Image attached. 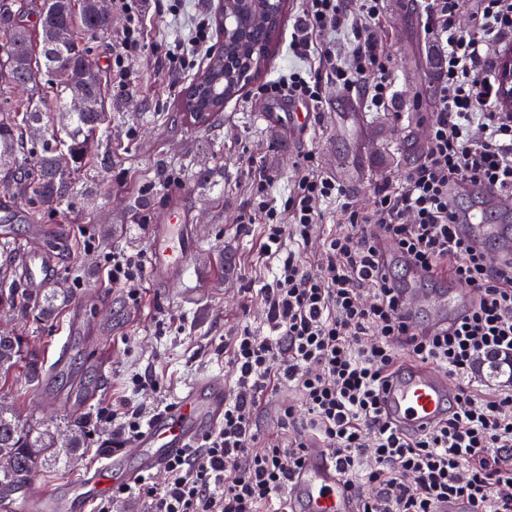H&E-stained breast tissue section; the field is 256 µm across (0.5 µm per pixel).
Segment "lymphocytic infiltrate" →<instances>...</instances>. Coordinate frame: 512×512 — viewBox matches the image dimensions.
Listing matches in <instances>:
<instances>
[{"instance_id":"lymphocytic-infiltrate-1","label":"lymphocytic infiltrate","mask_w":512,"mask_h":512,"mask_svg":"<svg viewBox=\"0 0 512 512\" xmlns=\"http://www.w3.org/2000/svg\"><path fill=\"white\" fill-rule=\"evenodd\" d=\"M304 2L288 49L316 57L317 66L289 70L267 94L315 106L331 83L362 93L372 107L388 105L391 61L375 31L384 0ZM418 3L426 31L446 42L422 158L400 187L376 188L367 211L318 172L311 153L298 163L282 206L270 204L272 180L260 176L258 204L268 216L261 251L272 269L260 290L266 329L245 325L225 337L224 419L168 463L163 484L142 480L150 512H289L282 491L313 448L354 489L358 512H441L451 503L512 512V385L488 392L469 379L480 357L512 362V259L488 265L482 247L460 233L461 215L449 202L458 185L512 196V113L496 108L492 65L512 49V0H480L472 34L456 26L457 0ZM121 7L128 23L112 71L127 89L146 22L138 0ZM346 29L352 38L343 53L336 37ZM331 202L345 213L347 231H322V207ZM315 240L320 250L311 264L303 251ZM389 245L413 269L446 271L470 288L467 313L452 330L403 320L385 264ZM406 363L442 371L458 385L448 418L410 436L380 407L386 379ZM285 383L298 390L307 417L279 408V436L261 439L264 398Z\"/></svg>"}]
</instances>
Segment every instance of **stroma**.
<instances>
[{"mask_svg": "<svg viewBox=\"0 0 512 512\" xmlns=\"http://www.w3.org/2000/svg\"><path fill=\"white\" fill-rule=\"evenodd\" d=\"M218 0H181L179 16L164 0H140L147 16L146 47L132 68L134 92L109 84L112 129L107 144L112 167L89 183L93 202L64 220L46 215L39 224H19L24 244L45 239L63 242L54 254L50 285L69 295L52 321L28 322L27 340L44 365L54 360L53 344L68 333L74 308H81L85 331L71 360L82 381L96 382L94 399L80 409L67 405L68 382L55 399L40 396L16 374L8 401L20 417L40 428H54L75 415L85 416L90 434L83 450L68 461L43 467L34 481L58 488L111 452L118 437L102 413L112 403L143 407L146 415L163 410L197 382L224 376V338L243 325L263 326L257 291L267 276L260 253L264 210L253 199L259 175L273 177L271 194L284 200L293 187L296 165L314 154L321 174L335 177L338 165L358 170L343 188L354 206L368 210L373 192L398 186L421 157L433 118L436 60L433 37L423 28L415 0H385L378 34L392 58L394 99L376 109L364 98L327 85L316 107L318 122L300 126L301 104L258 94L266 81L312 59L288 52L300 14V0H286L284 23L261 73L229 100L210 125L189 127L172 104L198 76L197 70L170 69L165 53L187 38L192 22L213 19ZM112 27L81 37L104 73L127 18L110 4ZM182 207L196 240V256L184 276L167 284L143 279L138 298L112 285L104 273L112 252H148L155 225ZM149 375L158 388L135 386Z\"/></svg>", "mask_w": 512, "mask_h": 512, "instance_id": "35a3bbf8", "label": "stroma"}]
</instances>
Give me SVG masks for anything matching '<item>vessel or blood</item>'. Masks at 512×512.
I'll return each mask as SVG.
<instances>
[{
	"mask_svg": "<svg viewBox=\"0 0 512 512\" xmlns=\"http://www.w3.org/2000/svg\"><path fill=\"white\" fill-rule=\"evenodd\" d=\"M463 230L477 244L491 241L500 255L512 254V232L500 224H482L470 214ZM151 276L166 283L180 276L192 262L196 246L178 212L156 225L150 244ZM50 257L33 247L23 258L28 288L45 287ZM403 312L416 318L422 305L433 304L427 328L452 326L466 308L470 292L459 287L425 290L420 280L408 276L399 281ZM457 386L447 375L418 366H404L390 377L381 396L386 419L403 432L427 429L446 417L455 401ZM223 381L205 379L154 416L146 428L129 440L136 456L127 448L113 449L111 455L89 467L79 481L64 489L47 490L27 484L21 489L0 490V512H77L78 508L111 496L117 487L138 482L142 476L165 469L168 462L192 446L203 434L224 419ZM294 512H356V496L342 482L335 464L317 448L311 449L302 468L287 490Z\"/></svg>",
	"mask_w": 512,
	"mask_h": 512,
	"instance_id": "vessel-or-blood-1",
	"label": "vessel or blood"
}]
</instances>
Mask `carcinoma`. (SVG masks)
<instances>
[{"label":"carcinoma","mask_w":512,"mask_h":512,"mask_svg":"<svg viewBox=\"0 0 512 512\" xmlns=\"http://www.w3.org/2000/svg\"><path fill=\"white\" fill-rule=\"evenodd\" d=\"M271 7L267 0H254L246 13L228 8V38L210 58L230 62L226 100L238 95L264 65L279 29L266 20ZM33 12L37 21L31 26L26 19ZM101 26L97 0H0V169L16 174L12 207L19 223L37 222L53 208H84L85 180L112 167L109 152L90 151L112 116L103 71L78 35L80 27L94 31ZM15 82L28 84L23 101H10ZM177 109L187 124L200 126L223 111L224 104L193 103L184 94ZM49 110L58 113L59 126L47 128L36 142L29 140L26 133L34 132ZM15 250V239H0V251L8 257L0 264V315L22 323L45 321L65 295L56 288L28 292L11 260ZM17 366L30 386L44 375L43 362L23 336L0 335V391ZM89 433L74 421L61 438L0 407V487L25 485L38 467L76 454Z\"/></svg>","instance_id":"carcinoma-1"}]
</instances>
